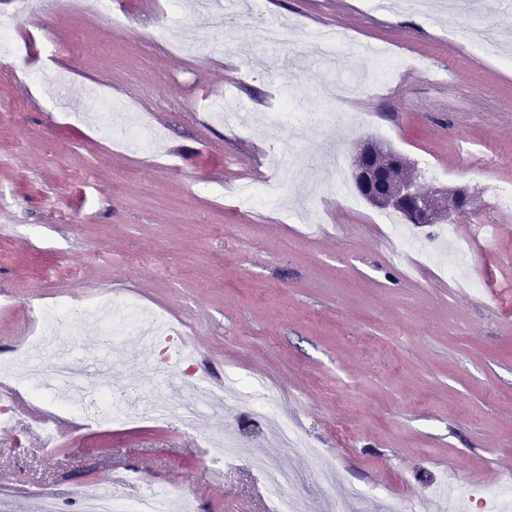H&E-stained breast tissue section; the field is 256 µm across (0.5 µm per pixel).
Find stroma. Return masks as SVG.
Returning <instances> with one entry per match:
<instances>
[{
	"mask_svg": "<svg viewBox=\"0 0 512 512\" xmlns=\"http://www.w3.org/2000/svg\"><path fill=\"white\" fill-rule=\"evenodd\" d=\"M128 23L116 27L96 8L74 14L57 5L13 16L26 46L27 79L14 61L0 64V362L19 360L36 331L38 302L81 304L130 296L163 311L196 345L195 366L212 388L249 379L281 392L280 411L322 458L289 454L267 437L258 417L236 401L205 412L199 430L178 414L176 392L164 422L88 424L81 410L56 411L59 446L42 453L38 414L49 398L27 390L9 430H0V504L41 512H82V493L122 487L139 497L151 487L191 495L196 512H273L252 464L254 449L300 474L296 494L315 493L317 512H336L348 486L362 489L358 512H378L384 497L405 502L442 476L496 487L512 474V225L492 187L512 183V67L449 39L448 26L474 22L508 32L499 0L457 9L436 24L417 12L392 15L361 0H261L228 18L223 5L199 15L185 0H112ZM343 30L349 42L320 53L315 22ZM285 28L268 47L254 28ZM400 50L406 63L382 89L375 51ZM102 88L138 120L162 130L166 152L121 150L82 114L87 98L52 106L45 69ZM231 94L246 120L215 122L204 94ZM346 112L338 131L296 147L300 197L318 192L319 232L283 222L259 204L240 212L233 197L253 175L268 130L252 113ZM377 139L405 156L427 187L465 190L473 212L450 218L456 240L470 224H498L499 236L471 263L493 295H479L430 265L409 272L387 250L383 213L331 191L336 172L325 155L351 159ZM491 156L495 165H481ZM142 338L124 336L122 356L95 323L62 327L53 348L65 357H115V371L138 389ZM54 410V409H53ZM236 430L245 446L222 463L218 434ZM219 458L202 468V451ZM334 463V486L311 475Z\"/></svg>",
	"mask_w": 512,
	"mask_h": 512,
	"instance_id": "stroma-1",
	"label": "stroma"
}]
</instances>
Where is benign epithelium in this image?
Returning <instances> with one entry per match:
<instances>
[{
    "label": "benign epithelium",
    "instance_id": "1",
    "mask_svg": "<svg viewBox=\"0 0 512 512\" xmlns=\"http://www.w3.org/2000/svg\"><path fill=\"white\" fill-rule=\"evenodd\" d=\"M372 144L363 142L354 159L356 187L379 209L400 211L410 224H442L448 220V193L424 192L393 173L380 174L372 167Z\"/></svg>",
    "mask_w": 512,
    "mask_h": 512
}]
</instances>
